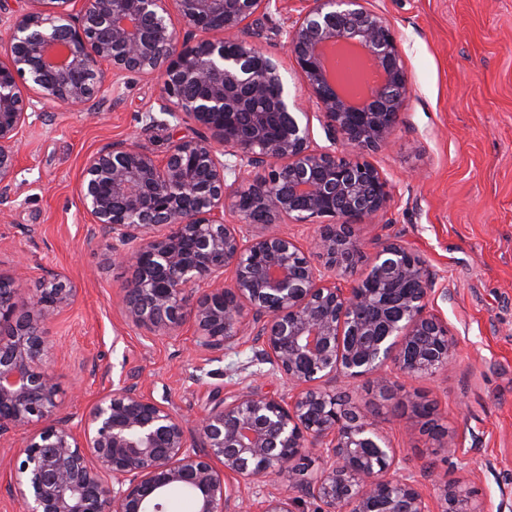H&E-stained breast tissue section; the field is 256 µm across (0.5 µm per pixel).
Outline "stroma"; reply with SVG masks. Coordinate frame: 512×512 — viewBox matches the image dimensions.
I'll list each match as a JSON object with an SVG mask.
<instances>
[{
	"mask_svg": "<svg viewBox=\"0 0 512 512\" xmlns=\"http://www.w3.org/2000/svg\"><path fill=\"white\" fill-rule=\"evenodd\" d=\"M393 23L412 93L391 147L367 158L394 184V202L375 224H355L364 243L398 240L433 271L432 312L457 340L454 363L435 376H395L391 398L368 383L337 393L372 413L401 465L421 478L429 503L448 482L466 485L485 512H512V0H372ZM308 6L278 0L255 16L248 35L283 60V31ZM156 78L129 74L110 82L96 114L49 104L22 134L17 171L0 194V273L24 258L31 282L65 276L76 303L49 327L62 392L83 397L64 411L79 418L99 395L129 375L144 393L190 420L217 400L255 386L287 394L261 363L257 347L223 357L197 350L191 328L146 338L123 321L119 291L134 275L109 262L78 200L85 159L106 145L136 141L161 156L193 125L145 115L160 94ZM434 406L445 436L417 430L412 402ZM326 460L306 455L299 472L246 486L251 512L272 495L292 493L300 512L319 504L300 487Z\"/></svg>",
	"mask_w": 512,
	"mask_h": 512,
	"instance_id": "stroma-1",
	"label": "stroma"
}]
</instances>
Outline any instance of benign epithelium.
Masks as SVG:
<instances>
[{"label":"benign epithelium","mask_w":512,"mask_h":512,"mask_svg":"<svg viewBox=\"0 0 512 512\" xmlns=\"http://www.w3.org/2000/svg\"><path fill=\"white\" fill-rule=\"evenodd\" d=\"M271 2L30 0L9 24L0 190L13 180L37 105L85 112L109 71L158 78V111L194 124L196 136L177 139L161 159L137 143L101 149L79 181L109 259L135 269L122 288L123 317L151 335L173 336L189 322L197 346L216 358L254 336L260 360L289 388L286 396L241 390L190 423L124 381L74 425L63 415L45 329L75 292L56 276L27 294L20 261L0 276V441L27 433L8 481L22 512H166L171 487L188 493L194 512H244L241 488L293 472L304 453L330 461L305 485L323 512H432L371 415L318 386L363 379L389 395L395 369L413 378L448 367L456 339L428 310L427 264L387 241L341 286L307 257L315 251L326 268H342L362 253L350 225L375 223L393 201L390 181L365 154L391 145L411 95L398 36L369 0H309L289 24L284 52L331 133L317 148L281 65L246 34ZM350 47L378 72L360 95L338 88L327 65L329 53ZM255 210L265 227L258 234L250 233ZM283 224L320 232L303 246ZM439 501L438 512H483L454 484ZM294 503L271 496L261 512H295Z\"/></svg>","instance_id":"obj_1"}]
</instances>
